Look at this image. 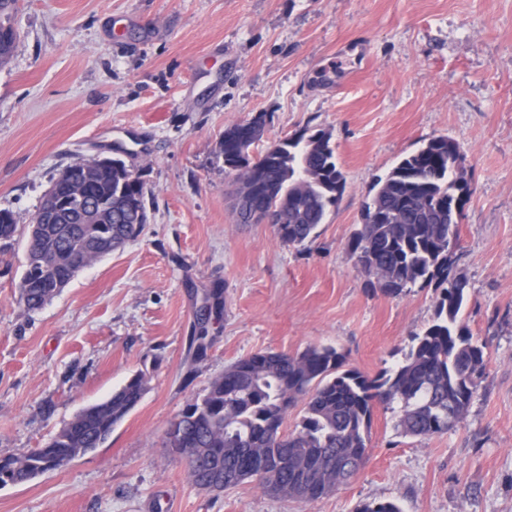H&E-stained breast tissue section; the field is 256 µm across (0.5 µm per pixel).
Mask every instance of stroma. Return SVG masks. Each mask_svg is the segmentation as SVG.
I'll use <instances>...</instances> for the list:
<instances>
[{"label":"stroma","instance_id":"obj_1","mask_svg":"<svg viewBox=\"0 0 512 512\" xmlns=\"http://www.w3.org/2000/svg\"><path fill=\"white\" fill-rule=\"evenodd\" d=\"M11 23L0 209L18 230L0 249V458L43 446L136 372L150 381L103 447L0 485V512H512V0H19ZM259 113L268 143L332 133L346 188L301 245L235 217L220 142ZM437 136L462 147L471 190L453 270L486 366L467 414L410 437L399 409L375 404L366 463L316 501L254 481L199 489L166 433L225 366L326 345L372 378L432 322L439 289L370 288L348 241L376 179ZM116 151L151 192L149 224L28 311L18 284L45 190L75 155Z\"/></svg>","mask_w":512,"mask_h":512}]
</instances>
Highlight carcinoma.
<instances>
[{
  "label": "carcinoma",
  "instance_id": "carcinoma-1",
  "mask_svg": "<svg viewBox=\"0 0 512 512\" xmlns=\"http://www.w3.org/2000/svg\"><path fill=\"white\" fill-rule=\"evenodd\" d=\"M18 0H0V65L14 50L11 25ZM325 130L304 128L280 140L252 168L248 184L260 206L273 218L276 236L302 245L316 237L328 207L342 195L346 179L336 163L331 138L312 144ZM259 139L252 125L224 131L221 154L234 163ZM466 156L459 144L448 151V138L430 139L404 156L373 186L371 204L381 219L363 224L348 250L368 283L397 296L419 282L442 287L433 322L414 337L404 363L369 378L346 368L333 346H308L295 354L264 351L241 358L214 378L207 391L177 416L183 437L167 434L168 445L188 461L194 484L212 470L224 475V489L257 480L267 491L295 497L310 482L321 491L314 501L347 483L368 456L375 402L402 404L399 427L406 436L431 437L454 427L465 415L485 373L484 346L460 321L467 283L452 274L448 232L463 213L453 205L469 191L457 172ZM98 197L112 208L91 210L83 224H42L39 206L29 226L28 252L19 302L40 309L71 279V267L88 257L136 240L148 213L149 192L126 169L101 165L94 170ZM0 242L9 246L17 224L12 211L0 209ZM146 374L138 372L105 401L79 411L42 447L20 457L0 458V483L22 484L42 472L48 457L69 461L105 444L112 431L140 403ZM305 400V415L292 431L284 429L286 407Z\"/></svg>",
  "mask_w": 512,
  "mask_h": 512
}]
</instances>
